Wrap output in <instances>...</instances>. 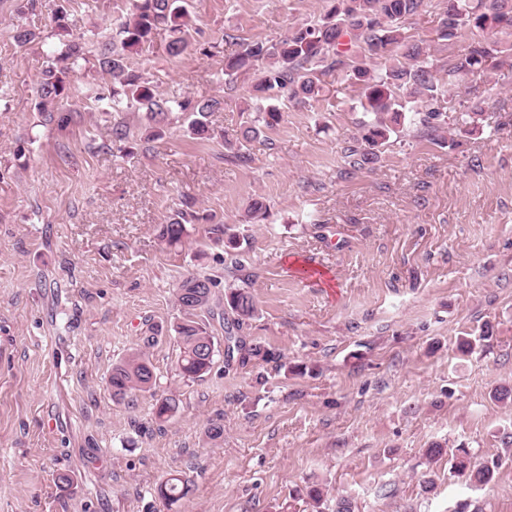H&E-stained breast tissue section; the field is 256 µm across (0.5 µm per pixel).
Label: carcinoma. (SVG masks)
Segmentation results:
<instances>
[{"instance_id": "obj_1", "label": "carcinoma", "mask_w": 512, "mask_h": 512, "mask_svg": "<svg viewBox=\"0 0 512 512\" xmlns=\"http://www.w3.org/2000/svg\"><path fill=\"white\" fill-rule=\"evenodd\" d=\"M329 7L313 23L292 26L278 40H257L241 44L242 50L224 58V74L232 76L251 71L255 83L247 111L253 117L240 131V137L227 142L229 161L239 165L252 162L246 144L279 125L283 118L279 103L307 104L322 91L321 77L341 67L352 84L358 86L362 118L359 120L360 143L346 149L350 170L356 172L378 161L379 153L413 114L433 136L448 132V141L480 131L481 113L464 112L455 127L446 129L447 121L440 102L445 98V84L458 85L471 76L485 75L494 68L503 47L493 36L512 31V0H446L437 13L436 40L450 42L465 29L485 35L471 41L464 51L446 64H438L431 44L407 34V19L422 14L427 0H328ZM188 0H136L134 11L121 23L117 38L102 45L97 57L101 72L112 79V109L117 112L135 107L143 111L145 129L151 136L161 135L170 114L181 112L188 120L186 133L194 139L209 134V114L220 109L216 97L200 101L164 100L156 86L143 74L128 66L132 55L150 47L156 34L169 29L174 34L166 45L171 56L189 53L192 47ZM73 21L65 5L60 4L51 17L50 37L55 39L47 66L35 92L36 109L48 122L64 124L67 118L57 114V104L67 95L71 78L88 61L86 43L73 38ZM166 224L159 225L158 236L168 246L182 243L188 225L198 216L192 202ZM216 243H224L225 253L240 255L246 235L226 224L205 229ZM240 284L224 289V355L245 365L252 361L276 363L281 357L274 347L254 339L246 343L238 333L257 311L250 291V279L238 277ZM215 281L202 274L188 273L177 282L175 296L182 317L173 326L179 354L180 373L197 379L208 373L216 354L214 337L200 318L210 309ZM154 367L149 356L136 351L112 368L109 384L112 395L120 400L133 399L155 386ZM180 408L172 396L155 398L153 414L166 421ZM450 470L475 486L494 478L499 459L482 465L472 464L469 449L460 447L450 459ZM193 481L182 474H172L157 489L168 505L187 498Z\"/></svg>"}]
</instances>
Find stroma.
Returning a JSON list of instances; mask_svg holds the SVG:
<instances>
[{"label": "stroma", "mask_w": 512, "mask_h": 512, "mask_svg": "<svg viewBox=\"0 0 512 512\" xmlns=\"http://www.w3.org/2000/svg\"><path fill=\"white\" fill-rule=\"evenodd\" d=\"M21 4L0 0V512H312L310 482L325 490L322 512L342 496L353 512H454L461 501L512 512L501 442L512 404L492 397L512 387V55L448 89L449 118L480 110L481 134L451 144L408 124L373 168L348 173L358 89L336 71L249 143L242 166L224 138L247 118L253 76H225L238 46L224 35L279 38L324 0H193L191 54L170 56L163 31L129 64L163 98L220 99L215 136L189 138L173 119L152 141L131 114L122 142L104 101L112 82L94 64L71 80L70 123L35 110L49 46L18 47L11 29L49 33L50 0ZM133 5L70 0L74 33L98 51ZM443 5L431 0L405 26L444 63L472 35L435 43ZM185 194L230 225L252 199L268 205L241 256L258 307L242 336L279 349L281 363L219 354L203 378L180 374V276L216 280L205 320L219 344L236 279L223 246L199 233L175 247L158 238ZM485 325L489 339L461 356L458 340ZM138 350L156 392L180 400L168 421L155 420L153 394L112 397L113 366ZM212 420L224 425L217 441L204 433ZM435 441L501 465L489 484L467 485L447 459L427 462ZM172 474L194 492L168 507L156 487Z\"/></svg>", "instance_id": "1"}]
</instances>
